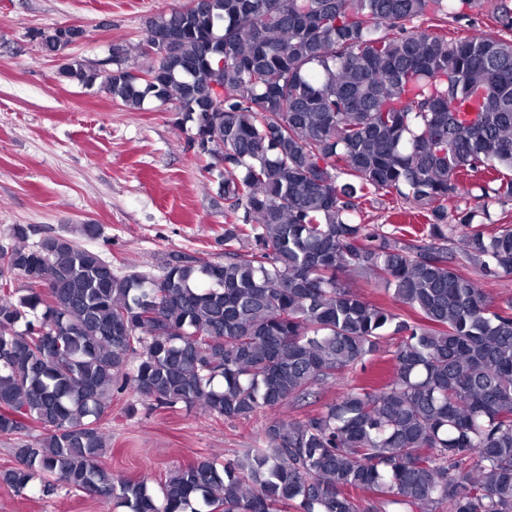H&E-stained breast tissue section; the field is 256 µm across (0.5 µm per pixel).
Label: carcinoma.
<instances>
[{
    "label": "carcinoma",
    "mask_w": 512,
    "mask_h": 512,
    "mask_svg": "<svg viewBox=\"0 0 512 512\" xmlns=\"http://www.w3.org/2000/svg\"><path fill=\"white\" fill-rule=\"evenodd\" d=\"M479 0H198L149 18L135 77L72 59L128 112L171 104L224 195V261L171 257L119 272L62 237L0 246V441L18 496L64 488L128 512H512V301L473 268L512 275V225L487 236L478 191L512 201V0L495 27L450 40ZM422 213L411 231L356 220L370 194ZM373 279L392 306L341 280ZM392 348L384 351V342ZM386 354L381 385L262 447L147 479L102 457L114 396L227 421L274 412ZM469 273L480 279L483 292L492 304H502L512 300V275L483 276L473 269H470Z\"/></svg>",
    "instance_id": "obj_1"
}]
</instances>
